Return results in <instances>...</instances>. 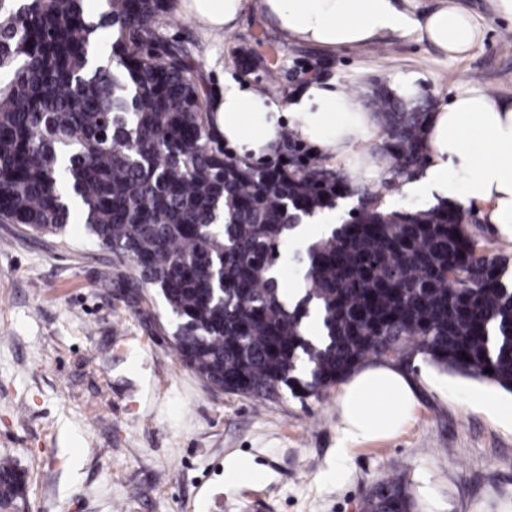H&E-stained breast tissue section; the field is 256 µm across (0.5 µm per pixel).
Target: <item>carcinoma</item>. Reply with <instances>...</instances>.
Wrapping results in <instances>:
<instances>
[{"instance_id": "carcinoma-1", "label": "carcinoma", "mask_w": 512, "mask_h": 512, "mask_svg": "<svg viewBox=\"0 0 512 512\" xmlns=\"http://www.w3.org/2000/svg\"><path fill=\"white\" fill-rule=\"evenodd\" d=\"M0 0V221L62 237L79 219L133 273L112 279L137 309L158 290L177 317L173 345L207 386L272 400L318 397L369 362L415 370L420 356L512 392V289L504 268L452 204L384 207L346 172L304 157L286 167L227 160L198 77L164 32L167 0ZM398 177L423 163L428 98L372 92ZM357 197L348 220L298 258L293 308L270 272L301 216ZM321 310L318 341L308 304ZM492 372L487 373L485 369ZM4 495L23 474L0 462ZM366 512H412L400 478Z\"/></svg>"}]
</instances>
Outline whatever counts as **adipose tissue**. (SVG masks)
<instances>
[{
	"label": "adipose tissue",
	"instance_id": "adipose-tissue-1",
	"mask_svg": "<svg viewBox=\"0 0 512 512\" xmlns=\"http://www.w3.org/2000/svg\"><path fill=\"white\" fill-rule=\"evenodd\" d=\"M258 10L288 44L323 48L360 47L389 33H417L452 58L467 54L484 36L480 23L456 0H438L414 20V0H256ZM244 0H178L176 10L203 33L233 28ZM210 118L217 136L239 157L269 154L281 126L360 178L393 179L389 156L364 149L379 132L374 113L354 92L334 82L312 80L281 108L261 91L230 80L216 98ZM423 171L402 180V190L479 212L484 224L512 241V99L479 87L458 91L431 112L422 139ZM384 406H372L373 397ZM415 387L400 370L377 363L353 372L337 401L344 465L354 444L387 437L410 423Z\"/></svg>",
	"mask_w": 512,
	"mask_h": 512
}]
</instances>
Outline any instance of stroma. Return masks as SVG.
Listing matches in <instances>:
<instances>
[{"label":"stroma","instance_id":"obj_1","mask_svg":"<svg viewBox=\"0 0 512 512\" xmlns=\"http://www.w3.org/2000/svg\"><path fill=\"white\" fill-rule=\"evenodd\" d=\"M464 3L484 37L454 59L414 33L358 48L290 46L255 0L235 29L205 36L171 12L165 33L189 48L209 102L231 79L286 105L318 77L367 100L398 72L418 74L436 105L465 85L511 98L512 20L491 0ZM114 272L83 225L59 239L0 223V459L26 473L23 512H364L393 475L412 512L512 503V419L480 402L511 406V392L415 359L414 420L356 446L338 474L336 389L260 403L207 387L180 361L156 291L130 309L103 285ZM232 458L249 463L251 479L225 484Z\"/></svg>","mask_w":512,"mask_h":512}]
</instances>
